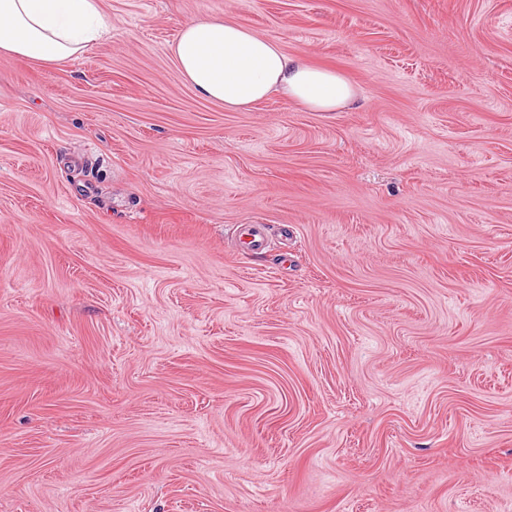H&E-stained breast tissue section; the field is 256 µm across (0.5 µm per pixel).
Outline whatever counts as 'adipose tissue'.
<instances>
[{"mask_svg": "<svg viewBox=\"0 0 512 512\" xmlns=\"http://www.w3.org/2000/svg\"><path fill=\"white\" fill-rule=\"evenodd\" d=\"M102 0H0V52L50 65L99 42L108 30ZM181 76L205 99L241 112L277 93L316 112L351 105L343 75L288 54L272 38L230 18L182 26L170 47Z\"/></svg>", "mask_w": 512, "mask_h": 512, "instance_id": "obj_1", "label": "adipose tissue"}]
</instances>
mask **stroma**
Masks as SVG:
<instances>
[{
	"label": "stroma",
	"mask_w": 512,
	"mask_h": 512,
	"mask_svg": "<svg viewBox=\"0 0 512 512\" xmlns=\"http://www.w3.org/2000/svg\"><path fill=\"white\" fill-rule=\"evenodd\" d=\"M103 10L0 55V512H512V0ZM203 17L359 106L201 98ZM238 239L242 251L262 252L266 247V227L264 224H240Z\"/></svg>",
	"instance_id": "obj_1"
}]
</instances>
